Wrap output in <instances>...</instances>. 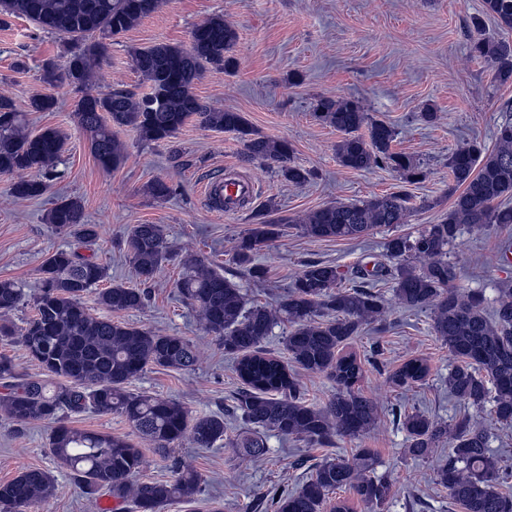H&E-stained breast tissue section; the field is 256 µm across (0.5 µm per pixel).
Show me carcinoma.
<instances>
[{"instance_id":"cac0c4a2","label":"carcinoma","mask_w":512,"mask_h":512,"mask_svg":"<svg viewBox=\"0 0 512 512\" xmlns=\"http://www.w3.org/2000/svg\"><path fill=\"white\" fill-rule=\"evenodd\" d=\"M164 0H0V27L8 19L24 17L75 46L64 69L45 63L43 80H66L84 89L74 117L86 133L90 151L102 168L116 169L125 159L124 147L112 128H127L148 143L168 142L194 117L208 129L232 131L244 145L248 161H271L288 182L302 185L309 170L294 163L293 147L286 139L257 134L244 116L214 109L194 93L206 70L224 72L234 67L232 52L237 31L214 15L195 26L189 44L159 42L130 50L133 69L148 84L142 96L123 90L98 96L87 92L95 68L108 55L106 39L131 29L155 12ZM483 13L504 32H512V0H483ZM470 51L487 60L501 84L512 83V43L483 36L481 21H472ZM314 116L341 133L336 158L345 168H390L407 183L424 172L412 157L392 150L394 129L369 116L350 99L322 97ZM367 135L359 134L361 128ZM64 133L45 128L26 131L23 115L14 102L0 95V173L17 176L10 186L16 199L42 196L48 185L23 176L27 170H47L58 160ZM454 182L451 206L435 224L417 235H392L385 243L391 265L379 264L368 277L345 289L337 268L310 260L294 279L278 311L254 304L245 307L242 286L225 274L190 256L176 288L198 316L201 328L236 359V372L245 389L234 412L248 430L231 447L248 459L268 453L264 432L300 437L322 447L338 438L359 439L376 421V405L357 384L362 367L354 356L340 354L362 325L380 319L385 301L372 291L373 283L389 280L394 299L407 309L434 307L433 331L454 360L448 372V390L476 407L490 406L493 418L512 426V289L501 288L493 305L481 289L455 291L459 267L449 253L463 226L512 224V119L497 128L489 150L473 142L448 157ZM407 191L400 189L356 203L329 204L295 220L312 238L357 239L376 228L405 224L410 216ZM47 223L64 234L83 240L97 237V225L84 223L81 203L63 200L52 207ZM279 234V225L262 214L253 216L248 232L231 249L230 263L252 280L265 277L257 262L258 251ZM129 259L142 283L149 282L169 257L160 224H134L128 234ZM42 287L35 300V315L17 329L9 316L24 299L23 289L0 280V341L19 337L28 355L43 369L42 377H21L12 359L0 354V410L19 425L52 420L49 451L69 471L85 495L104 492L118 502H130L134 512H163L173 505L185 508L201 502L202 483L197 470L174 461L172 480L144 481L141 449L126 438L75 428L70 414L93 409L101 415L124 418L161 456L171 446L190 440L210 448L224 440V415L194 416L180 401L128 389L149 367L190 370L198 363L195 348L183 337L163 335L132 324L92 314L84 295L108 277V269L73 250H58L40 266ZM147 293L115 282L98 291L99 304L111 312L136 310ZM289 324L284 337L287 360L264 349L272 329ZM312 373H325L336 383L329 403L318 408L308 403L299 380L288 364ZM427 367L420 359L404 363L394 375L398 384L424 380ZM409 453L426 454L444 436L451 448L448 461L436 470V481L463 512H512L509 480L512 470L500 465L489 448V435L469 418L445 424L415 411L402 422ZM53 476L28 468L0 483V512H30L50 494ZM351 489L369 512H382L392 497V484L375 475V458L359 448L349 459L328 457L293 492L273 497L277 512H351L343 501L330 506L332 494Z\"/></svg>"}]
</instances>
